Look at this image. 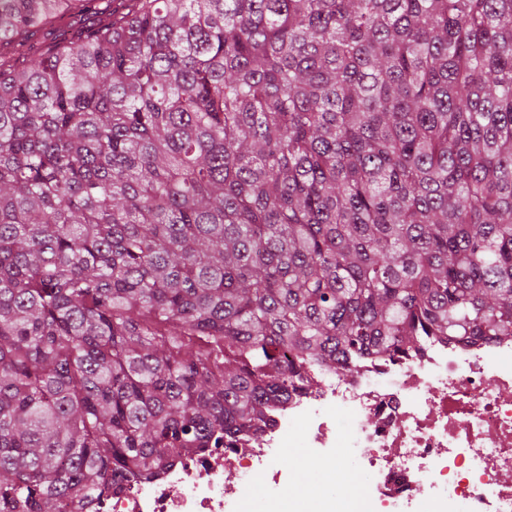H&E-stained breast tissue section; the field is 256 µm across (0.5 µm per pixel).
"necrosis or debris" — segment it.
<instances>
[{
	"instance_id": "4bbe7bcc",
	"label": "necrosis or debris",
	"mask_w": 512,
	"mask_h": 512,
	"mask_svg": "<svg viewBox=\"0 0 512 512\" xmlns=\"http://www.w3.org/2000/svg\"><path fill=\"white\" fill-rule=\"evenodd\" d=\"M310 377L259 431L129 482L92 512H240L260 473L272 491L257 512H336L324 489L283 499L284 448L330 469L357 460L363 492L349 512H512L511 338L433 337L401 359L368 356L353 374L315 367Z\"/></svg>"
}]
</instances>
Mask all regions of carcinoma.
<instances>
[{"label":"carcinoma","instance_id":"carcinoma-1","mask_svg":"<svg viewBox=\"0 0 512 512\" xmlns=\"http://www.w3.org/2000/svg\"><path fill=\"white\" fill-rule=\"evenodd\" d=\"M111 4L0 0V512H89L313 365L512 337V0ZM96 22V15L91 13H74L70 16L68 14L63 23L46 25L37 31L21 51L37 57L52 44L61 41L62 38L76 40L80 35L93 28Z\"/></svg>","mask_w":512,"mask_h":512}]
</instances>
